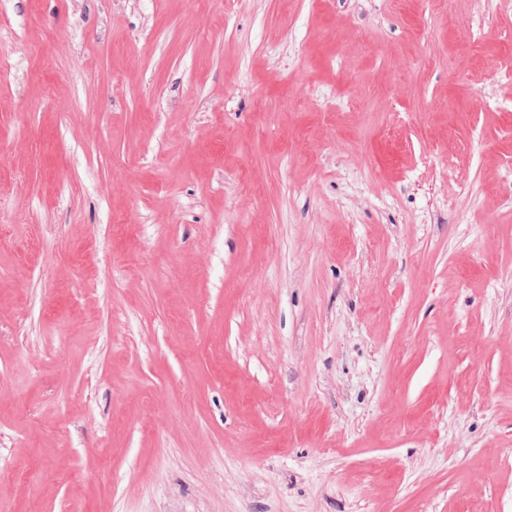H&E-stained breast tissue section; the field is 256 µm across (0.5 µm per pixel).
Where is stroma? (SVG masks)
Segmentation results:
<instances>
[{
	"mask_svg": "<svg viewBox=\"0 0 512 512\" xmlns=\"http://www.w3.org/2000/svg\"><path fill=\"white\" fill-rule=\"evenodd\" d=\"M512 0H0V512H512Z\"/></svg>",
	"mask_w": 512,
	"mask_h": 512,
	"instance_id": "35a3bbf8",
	"label": "stroma"
}]
</instances>
